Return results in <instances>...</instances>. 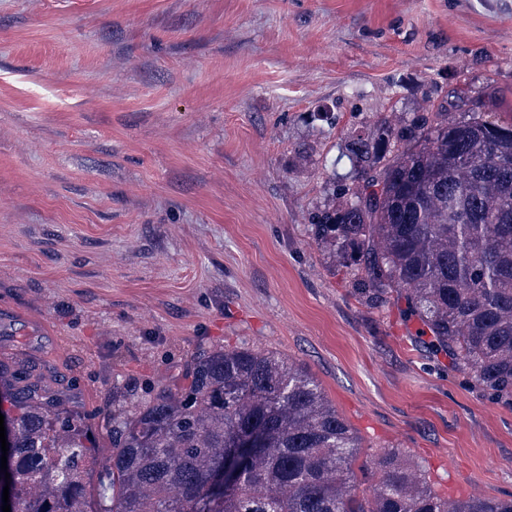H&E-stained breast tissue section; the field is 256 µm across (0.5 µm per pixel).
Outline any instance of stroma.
<instances>
[{"label": "stroma", "mask_w": 512, "mask_h": 512, "mask_svg": "<svg viewBox=\"0 0 512 512\" xmlns=\"http://www.w3.org/2000/svg\"><path fill=\"white\" fill-rule=\"evenodd\" d=\"M512 113V0H0V359L103 416L215 345L322 385L365 463L512 496V408L360 301L312 217L342 149L460 92Z\"/></svg>", "instance_id": "obj_1"}]
</instances>
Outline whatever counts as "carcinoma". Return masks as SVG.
<instances>
[{"mask_svg":"<svg viewBox=\"0 0 512 512\" xmlns=\"http://www.w3.org/2000/svg\"><path fill=\"white\" fill-rule=\"evenodd\" d=\"M487 99L486 112L380 123L348 143L369 203L353 191L313 229L360 299L404 304L430 353L512 407V122ZM0 397L10 512H512L511 497H441L394 448L370 460L372 498L356 497L359 437L272 352L211 348L155 394L122 395L107 455L33 368L0 361Z\"/></svg>","mask_w":512,"mask_h":512,"instance_id":"obj_1","label":"carcinoma"}]
</instances>
